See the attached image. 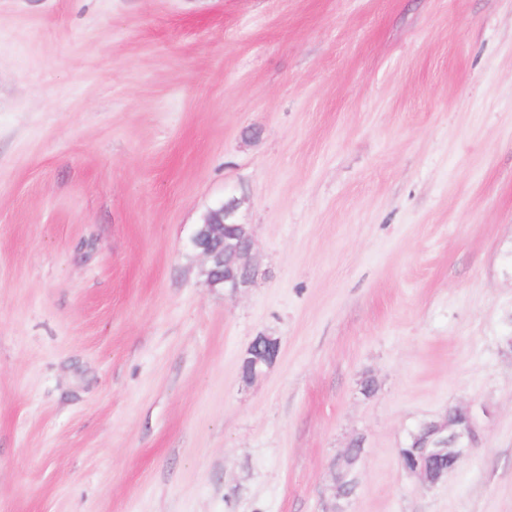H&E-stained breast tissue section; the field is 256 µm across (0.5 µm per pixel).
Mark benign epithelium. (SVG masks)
I'll return each instance as SVG.
<instances>
[{
  "label": "benign epithelium",
  "instance_id": "benign-epithelium-1",
  "mask_svg": "<svg viewBox=\"0 0 512 512\" xmlns=\"http://www.w3.org/2000/svg\"><path fill=\"white\" fill-rule=\"evenodd\" d=\"M237 203L224 201L219 208L210 212L203 222L196 225L189 245L204 260V274L213 288L224 289L225 296L234 298L240 289L249 285L255 270L250 261L252 237L245 224L235 220ZM280 341L272 336H258L248 347L245 356L250 370L249 376L255 377L274 363L279 353ZM429 436L434 441H426L417 451L428 457L445 459L448 468L429 474L423 470L404 466L415 476L421 485L432 486L444 480L459 465L476 442V431L472 411L467 406H457L448 410V416L442 421L431 422ZM354 459L346 458V464L334 474L337 495H349L347 487L353 484L349 479L350 465Z\"/></svg>",
  "mask_w": 512,
  "mask_h": 512
}]
</instances>
